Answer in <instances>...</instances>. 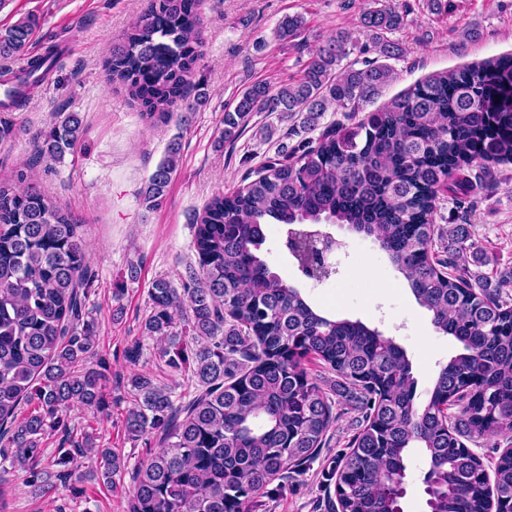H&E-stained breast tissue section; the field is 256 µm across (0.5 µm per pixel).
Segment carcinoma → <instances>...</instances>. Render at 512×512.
Masks as SVG:
<instances>
[{
    "mask_svg": "<svg viewBox=\"0 0 512 512\" xmlns=\"http://www.w3.org/2000/svg\"><path fill=\"white\" fill-rule=\"evenodd\" d=\"M200 0H151L104 61L108 80L126 87L150 123L174 110L192 112L207 92L194 82ZM405 23L394 0H367L356 31L342 29L310 57L301 76L272 91L247 88L224 113L218 145L239 138L255 112L298 116L309 131L326 112H357L396 78L388 64L404 54L390 35ZM35 20L0 33V58L25 51ZM305 18L288 15L281 40L298 37ZM367 41H361V37ZM370 52L377 59H359ZM358 58L347 65L350 55ZM37 82L22 79L11 105ZM77 112H58L32 135L34 154L62 160L81 138ZM173 139L143 191L159 206L178 167ZM512 164V56L437 73L355 124L331 123L316 140L280 151L243 188L214 195L191 218L198 271L178 289L159 277L148 290L142 333L164 343L179 369L192 360L201 391L175 406L147 376L129 380L137 408L125 431L138 441L159 435L158 449L128 467L98 448L91 434L73 437L67 412L98 414L110 381L96 358L98 323L87 308L92 271L82 224L57 206L25 171L0 179V455L34 491H49L40 467L43 439L62 433L59 482L100 480L107 487L130 471L126 512H258L259 497L279 478L302 475L318 457L333 405L303 367L312 357L360 401L363 426L341 454L338 512H400L406 462L425 457L434 488L432 512H487L512 499V451L488 474L463 439L512 433V301L468 276L478 246L469 230H448V259L432 255L440 196L462 204L487 176ZM339 224L372 238L403 276L435 330L459 352L424 398L406 351L360 320L331 319L262 256L264 226ZM31 407L18 418L21 405ZM95 454L102 466L82 472L74 459Z\"/></svg>",
    "mask_w": 512,
    "mask_h": 512,
    "instance_id": "obj_1",
    "label": "carcinoma"
}]
</instances>
